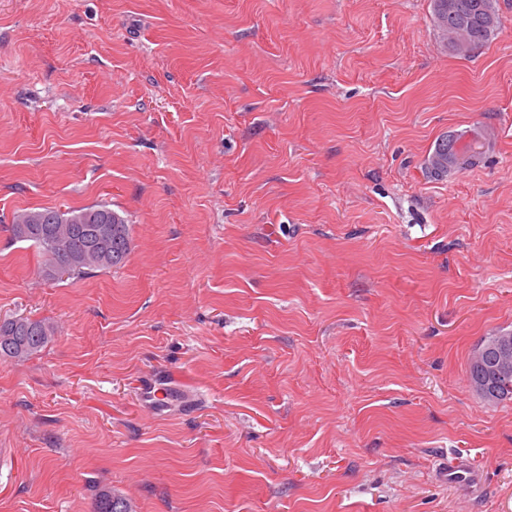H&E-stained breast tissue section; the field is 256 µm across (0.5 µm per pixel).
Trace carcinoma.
I'll return each mask as SVG.
<instances>
[{"instance_id":"cac0c4a2","label":"carcinoma","mask_w":512,"mask_h":512,"mask_svg":"<svg viewBox=\"0 0 512 512\" xmlns=\"http://www.w3.org/2000/svg\"><path fill=\"white\" fill-rule=\"evenodd\" d=\"M460 4L461 21H448V0H431L434 27L442 45L459 56H468L482 48L492 39L500 27L497 0H457ZM466 133L443 135L425 160V172L433 180H443L452 171H461L476 166L482 159L484 143L468 141L462 149L466 158L448 165V150L453 143L464 138ZM106 222L117 227L111 237L109 253L91 252L87 249L85 231ZM64 228L70 237L71 255L79 260L73 275L107 271L121 267L132 251L131 224L126 217L106 205L60 210L52 207H37L23 210L14 217L10 230L19 241L30 243L36 252L45 258L42 272L53 275V266L59 253L52 241V230ZM0 336L12 337L7 350L0 349V358L24 361L39 353L54 336V329L40 319L19 316L0 322ZM94 512H132L130 503L110 491L98 494Z\"/></svg>"}]
</instances>
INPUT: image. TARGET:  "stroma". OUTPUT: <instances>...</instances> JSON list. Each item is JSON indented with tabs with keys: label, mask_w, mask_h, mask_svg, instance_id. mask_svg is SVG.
<instances>
[{
	"label": "stroma",
	"mask_w": 512,
	"mask_h": 512,
	"mask_svg": "<svg viewBox=\"0 0 512 512\" xmlns=\"http://www.w3.org/2000/svg\"><path fill=\"white\" fill-rule=\"evenodd\" d=\"M0 0V512H512V0ZM483 127L484 162L424 161ZM105 204L118 269L43 276L18 211ZM152 374L176 400L138 399ZM460 459L482 475L448 483ZM460 4V20H452L458 14L456 2L431 0L434 27L442 45L459 56H469L492 39L500 27L496 0H456ZM468 42L469 49L461 43ZM474 130V129H472ZM451 133L443 135L435 144L431 153L425 160V172L433 180H443L452 171H461L476 166L482 159L484 143L480 141H468L462 146L466 158L461 162L448 167V150H452L453 143L464 138L468 132ZM437 157L438 162L434 165L433 159ZM0 358L24 361L36 355L54 336V329L40 319L28 316H19L4 319L0 322ZM11 336L12 342L9 346ZM5 344L7 351L1 348ZM491 337L493 336H486L485 339ZM472 360L475 368L474 388L483 393L485 383H489L490 386L495 385L503 398L489 399L480 395L488 402L511 400L512 397H508L511 395L508 381L512 376V332L500 333L487 342L482 341ZM472 360L468 366L470 381L472 379ZM95 512H132L130 503L120 497L112 495L110 491H101L94 504Z\"/></svg>",
	"instance_id": "1"
}]
</instances>
